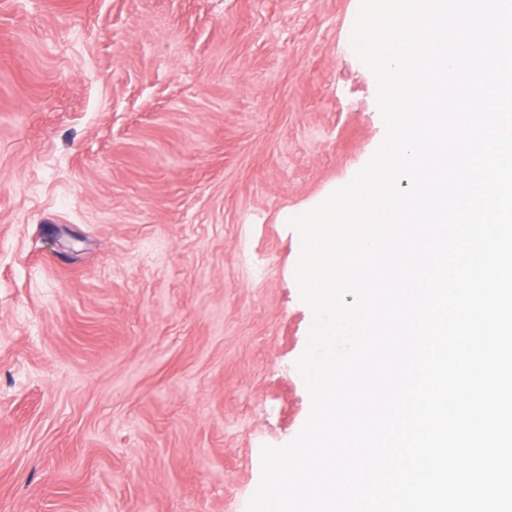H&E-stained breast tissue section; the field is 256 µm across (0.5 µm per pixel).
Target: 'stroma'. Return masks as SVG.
Instances as JSON below:
<instances>
[{"label": "stroma", "mask_w": 512, "mask_h": 512, "mask_svg": "<svg viewBox=\"0 0 512 512\" xmlns=\"http://www.w3.org/2000/svg\"><path fill=\"white\" fill-rule=\"evenodd\" d=\"M359 0H0V512H244L304 427L286 215L385 136Z\"/></svg>", "instance_id": "35a3bbf8"}]
</instances>
